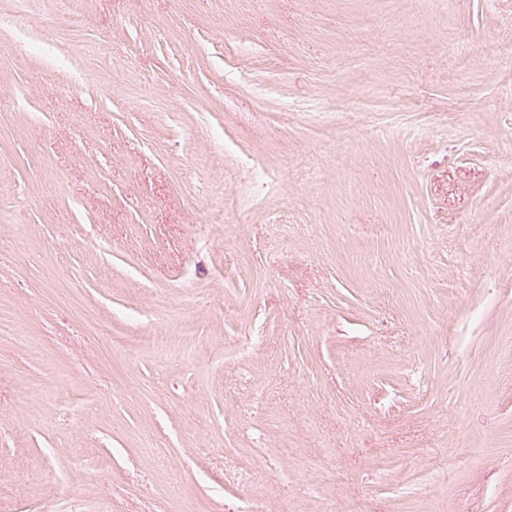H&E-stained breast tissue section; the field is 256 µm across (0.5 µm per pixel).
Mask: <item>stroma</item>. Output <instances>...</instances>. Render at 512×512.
<instances>
[{"label": "stroma", "instance_id": "35a3bbf8", "mask_svg": "<svg viewBox=\"0 0 512 512\" xmlns=\"http://www.w3.org/2000/svg\"><path fill=\"white\" fill-rule=\"evenodd\" d=\"M253 503L512 512V0H0V512Z\"/></svg>", "mask_w": 512, "mask_h": 512}]
</instances>
